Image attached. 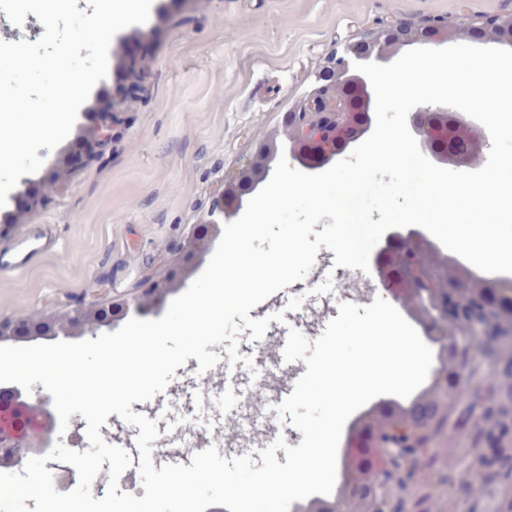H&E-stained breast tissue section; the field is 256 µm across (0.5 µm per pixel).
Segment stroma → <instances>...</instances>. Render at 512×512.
Segmentation results:
<instances>
[{
  "label": "stroma",
  "mask_w": 512,
  "mask_h": 512,
  "mask_svg": "<svg viewBox=\"0 0 512 512\" xmlns=\"http://www.w3.org/2000/svg\"><path fill=\"white\" fill-rule=\"evenodd\" d=\"M512 13V0H152L145 24L115 34L106 77L98 86L119 112L122 129L97 160L73 171L46 207L0 227V252L16 250L32 224L48 225L55 245L34 265L0 273V315L62 316L89 302L134 296L145 277L166 278L172 261L206 215L217 184L253 147L279 131L284 112L318 85L331 55L365 31L429 16L450 25L476 16ZM136 59L142 88H127L122 61ZM334 254L320 249L306 278L250 310L271 321L268 336L296 329L317 339L338 316V295L312 294L333 271ZM295 296L300 309L288 311ZM264 340L241 337L240 367L251 412L233 434L238 455L255 454V437L290 435L275 407L276 372ZM195 360L176 369L161 400L133 403L155 420L166 447L154 466L192 458L196 443L224 427V394L207 383ZM492 361L481 358L472 388L451 402L448 426L423 469L431 477L423 512H496V489L466 484L461 448L470 438L468 410L493 385Z\"/></svg>",
  "instance_id": "obj_1"
}]
</instances>
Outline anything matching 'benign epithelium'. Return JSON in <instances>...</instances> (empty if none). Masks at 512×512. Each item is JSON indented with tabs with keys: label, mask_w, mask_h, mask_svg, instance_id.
<instances>
[{
	"label": "benign epithelium",
	"mask_w": 512,
	"mask_h": 512,
	"mask_svg": "<svg viewBox=\"0 0 512 512\" xmlns=\"http://www.w3.org/2000/svg\"><path fill=\"white\" fill-rule=\"evenodd\" d=\"M455 36L491 44L512 43V13L495 15L452 28L448 20L430 17L418 24L398 22L373 30L331 56L318 74L319 86L284 113L279 132L259 143L246 161L214 189L206 217L184 244L161 282H148L139 294L79 307L71 314L33 321L25 316H0V342L33 337H96L141 311L151 300L183 287L201 258L250 197L273 175L280 155L289 164L316 172L337 162L367 138L374 124L375 97L356 62L384 64L401 49L415 44L439 46ZM72 142L50 166V177L65 183L77 164L92 161L109 145L119 124L107 103L86 112ZM408 127L422 153L433 163L459 171L476 168L489 145L487 132L447 106L424 105L408 115ZM46 177L21 179L14 210L0 215V226L15 222L22 210L45 206ZM376 277L368 292L380 291L407 309L428 338L438 344L437 366L426 393L412 399L400 413L388 412L396 402L382 399L376 410L355 425L345 443L346 455L365 460L349 473L336 497L321 512H392L393 504L411 497L420 458L446 422L448 403L470 386L474 352H495V377L512 388V307L491 302L503 281L479 277L440 251L418 226L389 231L375 253ZM58 423L49 394H28L19 387L0 390V470L22 465L32 456L48 454L55 445ZM54 477L77 483L75 468L47 462Z\"/></svg>",
	"instance_id": "1"
}]
</instances>
